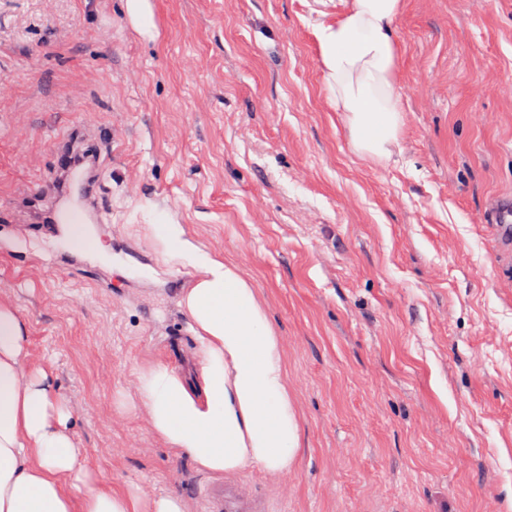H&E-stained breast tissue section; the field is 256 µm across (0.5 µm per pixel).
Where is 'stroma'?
<instances>
[{
	"label": "stroma",
	"instance_id": "obj_1",
	"mask_svg": "<svg viewBox=\"0 0 512 512\" xmlns=\"http://www.w3.org/2000/svg\"><path fill=\"white\" fill-rule=\"evenodd\" d=\"M0 0V297L66 402L79 464L203 512L219 477L155 435L138 369H199L183 225L255 288L299 427L289 475L228 473L276 512H512V286L484 222L512 193V0H401L403 124L355 151L315 29L343 0ZM108 159L111 264L22 223L73 129Z\"/></svg>",
	"mask_w": 512,
	"mask_h": 512
}]
</instances>
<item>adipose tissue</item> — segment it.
Here are the masks:
<instances>
[{
  "label": "adipose tissue",
  "instance_id": "ef3b65f1",
  "mask_svg": "<svg viewBox=\"0 0 512 512\" xmlns=\"http://www.w3.org/2000/svg\"><path fill=\"white\" fill-rule=\"evenodd\" d=\"M400 0H350L315 30L337 111L355 149L382 158L401 128L394 83ZM165 261L191 267L181 304L200 355L196 377L162 363L139 372L152 429L203 472L248 466L283 474L298 446L288 371L278 336L251 284L222 256L186 237L182 225L151 227ZM27 327L0 298V512H182L177 497L143 506L78 465L69 411L47 371L28 366Z\"/></svg>",
  "mask_w": 512,
  "mask_h": 512
}]
</instances>
